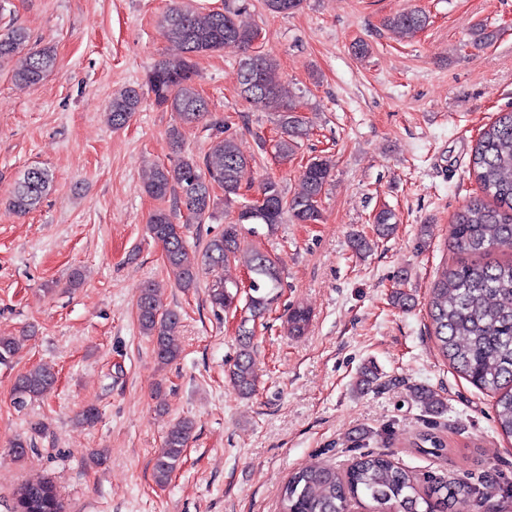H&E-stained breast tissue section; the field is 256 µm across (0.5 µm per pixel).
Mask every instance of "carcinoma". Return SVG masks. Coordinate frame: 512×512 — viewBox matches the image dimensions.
I'll return each mask as SVG.
<instances>
[{"mask_svg": "<svg viewBox=\"0 0 512 512\" xmlns=\"http://www.w3.org/2000/svg\"><path fill=\"white\" fill-rule=\"evenodd\" d=\"M303 0H262L270 15H289L298 11ZM239 9L224 0V9L204 15L184 2L171 7L160 22V32L176 44L182 58L160 61L148 73L146 85L154 104L177 114L179 124L168 131L176 148L183 142L182 129L208 122L214 139L203 156L182 155L167 168L155 166L146 184L153 198L173 197L175 208L157 209L149 217L147 231L162 244L165 262L176 284L184 289L196 286L199 267L191 256L183 226L173 222L176 209L185 207L187 222L201 223L215 213L213 188L224 191V202L241 195L249 183L250 160L240 151L234 137L224 134V121L208 120L207 101L194 87L192 58L199 54L220 52L224 46L239 47L241 96L251 105L277 113L281 136L275 145L279 158L294 154L298 140L306 135L305 122L296 105L285 103L272 73L276 60L269 54L252 50L258 37L256 28L238 20ZM429 16L422 10L402 12L387 21L402 36H414L424 30ZM30 35L16 24L0 26V68L17 54L28 50L26 64L14 71L13 80L22 88L42 82L55 65L49 47L29 46ZM142 94L130 87L112 97L109 120L115 128L125 126L139 111ZM333 163L328 158L308 162L301 174L302 190L290 198L279 183L269 177L260 187L261 198L269 208L249 213L243 206L234 222L209 240L203 252L204 264L211 270L237 257L239 237L246 224H263L273 230L290 214L299 224H314L321 219L319 200L332 176ZM470 172L482 197L466 203L453 219L452 247L460 253L481 256L500 246L512 248V111L501 112L483 130L472 151ZM53 184V175L39 166L27 168L16 179L7 199L8 206L26 214L41 203ZM394 214L386 209L374 217L376 232L388 237L393 232ZM251 274L250 294L238 328L242 349L228 369V377L239 395L253 394L257 383L254 359L249 351L255 328L247 327L263 317L277 300L281 287L280 269L266 253L253 249L243 255ZM238 291L219 278L208 289L211 304L223 310L235 307ZM137 322L143 335L150 338L155 359L169 364L180 357L173 333L180 314L164 309L158 298V285L148 282L136 300ZM428 317L439 353L461 377L480 390L493 394L495 421L500 434L512 439V261L509 263L462 262L441 272L431 289ZM310 312L296 307L288 312V330L300 336L308 329ZM25 336L0 335V363L11 360L20 351ZM56 383L54 370L34 366L19 374L12 386L14 405L23 409L50 392ZM416 397L430 412L443 406L439 395L428 389ZM194 423L183 418L165 433L161 448L153 460L157 485L164 486L177 470L193 437ZM474 489L466 484L429 478L419 486L412 472L397 465L390 455L368 453L347 469L325 464L310 465L292 472L284 483L279 512H348L351 502L368 499L376 512H449L462 493ZM16 512H65L53 484L49 481L26 483L19 488Z\"/></svg>", "mask_w": 512, "mask_h": 512, "instance_id": "1", "label": "carcinoma"}]
</instances>
